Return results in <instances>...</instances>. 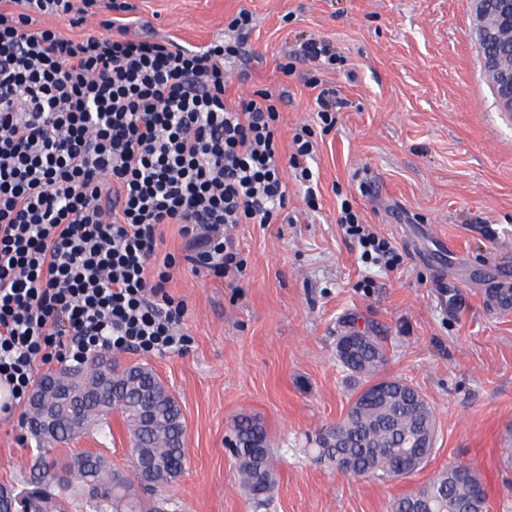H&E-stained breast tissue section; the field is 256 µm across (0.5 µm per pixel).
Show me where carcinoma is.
Segmentation results:
<instances>
[{"label":"carcinoma","mask_w":512,"mask_h":512,"mask_svg":"<svg viewBox=\"0 0 512 512\" xmlns=\"http://www.w3.org/2000/svg\"><path fill=\"white\" fill-rule=\"evenodd\" d=\"M383 346L375 336L361 334L347 352L345 369L361 381L346 415L318 438L316 458L339 470L352 469L382 482L414 474L428 461L433 447L434 413L421 393L407 383L381 375ZM112 411L121 414L131 451L148 446L156 479L174 483L184 471L185 423L180 405L150 368L112 366ZM107 410L88 397L85 420L102 424ZM40 453L67 441L63 434L45 437L34 416L27 419ZM238 480L256 509L266 507L277 482L274 458L265 427L250 415L232 424ZM55 472H44L25 504V512H158L153 500L136 492L129 475L112 467L100 454L85 452L53 459ZM487 493L473 465L440 472L418 492L393 499L389 512H421L429 503L441 512H486Z\"/></svg>","instance_id":"carcinoma-1"}]
</instances>
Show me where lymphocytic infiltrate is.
Instances as JSON below:
<instances>
[{
  "mask_svg": "<svg viewBox=\"0 0 512 512\" xmlns=\"http://www.w3.org/2000/svg\"><path fill=\"white\" fill-rule=\"evenodd\" d=\"M13 2L0 10V383L18 405L53 363L187 350V307L166 290L174 269L242 271L228 230L277 222L284 167L308 206L316 191L313 130L282 154V94L227 99L224 67L240 42L191 49L145 34L128 0ZM103 8L99 35L40 23L77 28ZM338 222L363 262L399 264L349 202ZM167 224L181 227V254L162 249Z\"/></svg>",
  "mask_w": 512,
  "mask_h": 512,
  "instance_id": "f902f5d3",
  "label": "lymphocytic infiltrate"
}]
</instances>
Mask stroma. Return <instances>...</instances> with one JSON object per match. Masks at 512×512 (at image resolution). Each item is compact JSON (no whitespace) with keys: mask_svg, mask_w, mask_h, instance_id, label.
<instances>
[{"mask_svg":"<svg viewBox=\"0 0 512 512\" xmlns=\"http://www.w3.org/2000/svg\"><path fill=\"white\" fill-rule=\"evenodd\" d=\"M130 2L150 32L192 47L251 11L226 96L283 93L284 152L299 126L315 125L319 87L335 89L340 106L335 128L315 135L319 210L285 170L287 223L232 231L243 276L175 271L167 290L187 304L188 350L114 356L151 366L183 410L187 463L166 492L169 512H254L225 445L243 412L263 421L276 459L265 512H388L391 499L458 464L479 469L487 512H512V310L491 302L498 270L512 285V122L482 75L469 0ZM311 39L330 43L335 66L300 60ZM343 198L397 247V268L360 260L337 222ZM352 327L380 337L383 375L413 385L434 413L432 455L397 481L312 459L315 438L357 390L336 358L337 336ZM108 425L55 455L94 451L127 468L126 426L116 413ZM37 454L21 411L0 416V485L20 487Z\"/></svg>","mask_w":512,"mask_h":512,"instance_id":"stroma-1","label":"stroma"}]
</instances>
